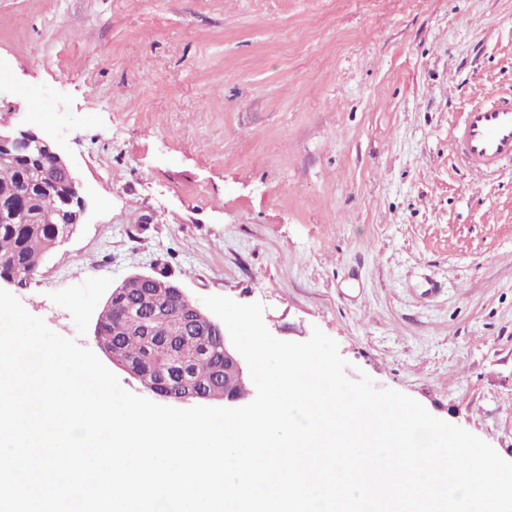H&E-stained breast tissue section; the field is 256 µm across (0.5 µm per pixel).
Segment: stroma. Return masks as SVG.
Here are the masks:
<instances>
[{
    "label": "stroma",
    "mask_w": 512,
    "mask_h": 512,
    "mask_svg": "<svg viewBox=\"0 0 512 512\" xmlns=\"http://www.w3.org/2000/svg\"><path fill=\"white\" fill-rule=\"evenodd\" d=\"M0 126L44 133L86 209L26 286L96 349L130 275L259 302L512 458V165L453 151L512 90V0H0Z\"/></svg>",
    "instance_id": "35a3bbf8"
}]
</instances>
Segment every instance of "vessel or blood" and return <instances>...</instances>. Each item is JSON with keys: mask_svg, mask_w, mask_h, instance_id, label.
Segmentation results:
<instances>
[{"mask_svg": "<svg viewBox=\"0 0 512 512\" xmlns=\"http://www.w3.org/2000/svg\"><path fill=\"white\" fill-rule=\"evenodd\" d=\"M456 147L476 169L512 163V95L488 92L465 114Z\"/></svg>", "mask_w": 512, "mask_h": 512, "instance_id": "b4317fda", "label": "vessel or blood"}]
</instances>
